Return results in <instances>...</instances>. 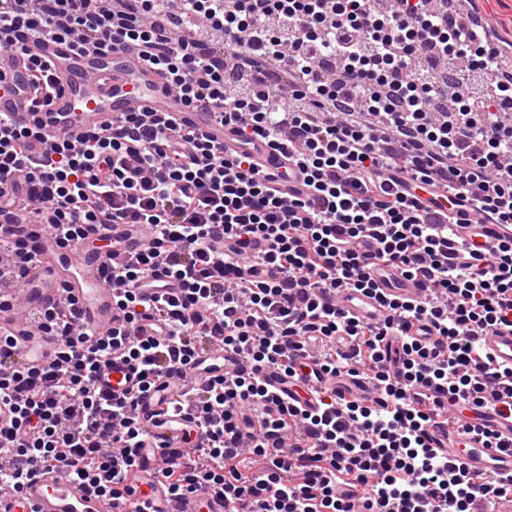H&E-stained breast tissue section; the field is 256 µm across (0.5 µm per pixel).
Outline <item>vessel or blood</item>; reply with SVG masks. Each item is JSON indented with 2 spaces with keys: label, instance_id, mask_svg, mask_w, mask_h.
<instances>
[{
  "label": "vessel or blood",
  "instance_id": "b4317fda",
  "mask_svg": "<svg viewBox=\"0 0 512 512\" xmlns=\"http://www.w3.org/2000/svg\"><path fill=\"white\" fill-rule=\"evenodd\" d=\"M32 58L48 61L58 83L57 93L40 108L33 105V90L24 86L26 65ZM6 75L9 81L21 84L22 90L0 97V113H9L15 123L38 126L48 137L78 140L87 131L111 127L130 112H171L223 144L225 154L248 153L265 172L277 177L283 191L294 193L302 188V174L287 159L272 152L263 141L240 142L234 129L216 118L212 106L183 107L159 72L141 63L129 49L105 53L71 40L43 36L26 42ZM453 231L467 249L512 239V225L507 224H457ZM23 232L31 237L33 247L32 259L25 268L28 308L39 309L67 299L74 302L79 322L90 334L119 326L121 317L112 302V291L104 286L112 257L109 243L123 236L128 244L137 245L139 235L134 229L104 224L94 228L89 241L73 244L60 242L41 224L24 225ZM372 277L380 295L353 289L343 292L342 304L350 316L378 320L386 314L381 296L416 300L424 292L422 278L402 275L393 268L373 272ZM15 308V300L0 298V334L14 337L16 362L47 365L57 352L55 338L39 331L27 317L17 316ZM481 346L494 367L512 366V330L483 335ZM290 363L297 372L293 378L288 377L283 366L267 364L256 368L241 355L215 344L195 355L187 368L188 380L201 383L215 374L252 371L309 410L316 407L317 391L326 388L335 391L344 402L377 406L383 401L381 391L371 383L360 384L326 373L317 361L314 342H304L292 351ZM138 380L135 368L117 359L100 375L99 385L119 397L136 388ZM185 381L166 377L141 394L137 415L144 443L137 466L125 480L122 499L95 496L58 468L46 466L25 480L20 489L0 484V512H227L223 497L203 493L173 497L165 494L160 485L162 462L180 456L188 448L185 430L189 422L170 410L172 399L183 391ZM473 417L469 410L460 415L462 424ZM461 426L435 432L439 447L455 453L471 473L512 476V450L485 447L479 439L464 434Z\"/></svg>",
  "mask_w": 512,
  "mask_h": 512
}]
</instances>
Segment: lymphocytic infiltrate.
<instances>
[{
	"label": "lymphocytic infiltrate",
	"mask_w": 512,
	"mask_h": 512,
	"mask_svg": "<svg viewBox=\"0 0 512 512\" xmlns=\"http://www.w3.org/2000/svg\"><path fill=\"white\" fill-rule=\"evenodd\" d=\"M44 33L133 47L185 105H212L242 139L287 150L307 191L284 195L248 156L225 158L163 112L76 144L1 112L0 179L13 186L0 222L67 241L97 224L153 234L107 280L125 326L89 348L72 311L46 307L59 346L43 367L9 366L0 338V401L14 415L0 427V481L19 487L49 463L121 495L142 429L136 393L97 385L113 360L136 366L145 390L209 340L261 365L320 336L323 367L378 381L384 403L327 393L311 413L254 376L212 377L175 401L201 442L163 468L166 493L220 495L234 512H472L512 493V479L473 477L428 435L488 395L512 409V367H491L479 344L512 329V242L462 264L452 231L464 209L512 225V75L481 25L446 0H0V49ZM405 176L446 188L447 210L419 209ZM379 264L422 277L425 294L383 299L386 317L362 322L339 297L374 291ZM160 274L175 289L148 296ZM147 320L163 335H147ZM338 337L351 356L333 350Z\"/></svg>",
	"instance_id": "lymphocytic-infiltrate-1"
}]
</instances>
